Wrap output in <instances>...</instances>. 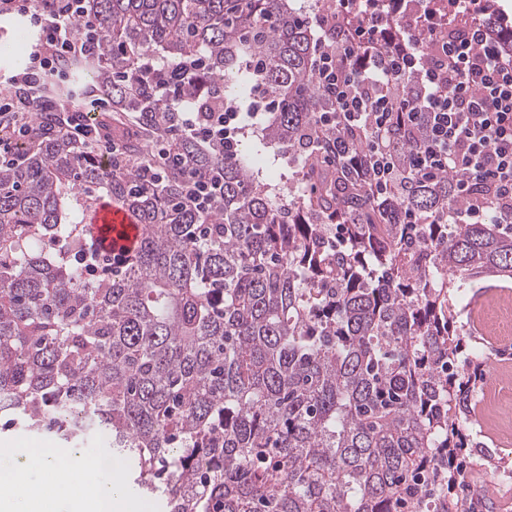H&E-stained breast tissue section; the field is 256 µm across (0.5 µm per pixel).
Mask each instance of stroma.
Wrapping results in <instances>:
<instances>
[{"label":"stroma","mask_w":512,"mask_h":512,"mask_svg":"<svg viewBox=\"0 0 512 512\" xmlns=\"http://www.w3.org/2000/svg\"><path fill=\"white\" fill-rule=\"evenodd\" d=\"M270 120L259 115L241 138L242 148L251 150L253 168L259 169L266 182L300 198H308L309 183L302 174V164L280 146L262 152L251 149L255 135ZM454 330L461 338L464 354L481 352L479 365L468 368L474 378L475 399L471 403V420L464 432L476 442L470 461L471 482L459 497L469 512H512V441H506L502 426L485 412L480 398L490 395L512 402V342L500 343L498 330L485 314L488 307L512 309V278L481 275L463 288L455 298ZM33 448L49 449L68 458L80 453L84 458L107 454L106 437L90 434L79 440L66 441L55 432H32L0 418V466L12 465Z\"/></svg>","instance_id":"stroma-1"}]
</instances>
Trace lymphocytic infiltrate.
I'll return each instance as SVG.
<instances>
[{
  "instance_id": "obj_1",
  "label": "lymphocytic infiltrate",
  "mask_w": 512,
  "mask_h": 512,
  "mask_svg": "<svg viewBox=\"0 0 512 512\" xmlns=\"http://www.w3.org/2000/svg\"><path fill=\"white\" fill-rule=\"evenodd\" d=\"M338 2L337 10L314 17L320 30L336 32L335 40H318L313 54L316 85L326 99L318 125L369 132L364 156H352L350 163L371 173L378 194L402 180L391 161L393 128L427 126L412 174L448 172L467 198L465 208H449L446 223H482L491 202L499 223L512 225V58L503 57L483 21L457 26L460 8L473 0H449L444 15L433 0ZM44 8L50 20L39 25L29 64L11 81L30 94L17 103L0 98V164L20 157L35 112L46 107L39 90L55 79L60 64L99 51L97 40L73 28L79 0H45ZM146 67L163 76L157 95L165 103L169 138L235 149L243 113L204 114L177 96L173 85L190 74L191 65L151 58ZM61 126L84 155L105 169L120 168L123 148L103 135L86 102L72 100Z\"/></svg>"
}]
</instances>
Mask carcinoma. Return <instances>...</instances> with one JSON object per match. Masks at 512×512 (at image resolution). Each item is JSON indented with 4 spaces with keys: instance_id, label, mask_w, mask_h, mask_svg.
<instances>
[{
    "instance_id": "obj_1",
    "label": "carcinoma",
    "mask_w": 512,
    "mask_h": 512,
    "mask_svg": "<svg viewBox=\"0 0 512 512\" xmlns=\"http://www.w3.org/2000/svg\"><path fill=\"white\" fill-rule=\"evenodd\" d=\"M292 2L86 0L91 78L141 132L164 135L144 60L201 54L182 98L268 100L259 144L302 159L312 193L289 201L250 154L190 139L148 189L140 168L111 174L61 129L39 139L0 168V413L106 436L166 512H461L470 381L449 293L512 278V233L440 223L465 203L446 174L376 198L346 159L316 166L339 141L363 152L367 134L317 127L314 34ZM484 21L512 29L494 0ZM422 137L395 131L402 169ZM99 185L142 236L89 280L78 258Z\"/></svg>"
}]
</instances>
